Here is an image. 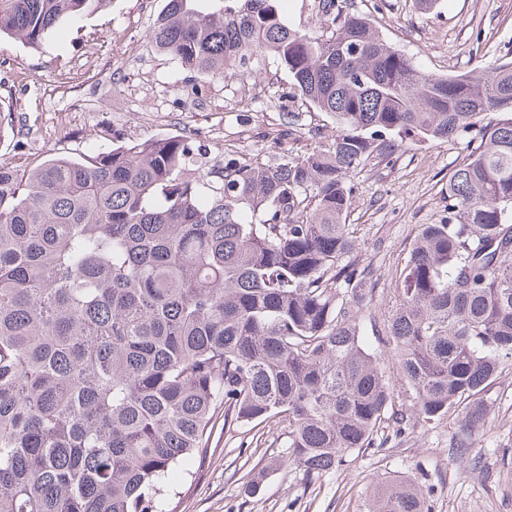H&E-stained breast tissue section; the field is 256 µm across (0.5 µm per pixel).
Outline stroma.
Listing matches in <instances>:
<instances>
[{
    "mask_svg": "<svg viewBox=\"0 0 512 512\" xmlns=\"http://www.w3.org/2000/svg\"><path fill=\"white\" fill-rule=\"evenodd\" d=\"M386 41L424 73L481 70L512 53V0H349ZM165 0H112L101 12L67 19L39 46L0 38V107L12 127L0 134V164L40 163L54 149L91 153L152 137L188 136L209 160L245 152L260 161L301 157L338 131L329 114L290 93V79L269 55L223 79L181 68L149 41ZM301 124L288 127L287 113ZM462 141L407 144L391 163L368 160L351 176L359 247L350 261L373 270L363 336L396 377L383 325L396 305L404 260L421 225L438 223L448 179L466 160ZM487 398L492 408L464 450L459 424L444 419L410 429L381 447L352 453L336 471L306 482L277 465L287 443L281 425L216 424L213 450L195 480L178 481L177 512H369L386 484L411 479L430 492L432 512H512V359ZM267 470L259 493L247 487Z\"/></svg>",
    "mask_w": 512,
    "mask_h": 512,
    "instance_id": "1",
    "label": "stroma"
}]
</instances>
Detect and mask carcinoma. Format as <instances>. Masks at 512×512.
<instances>
[{
    "label": "carcinoma",
    "instance_id": "1",
    "mask_svg": "<svg viewBox=\"0 0 512 512\" xmlns=\"http://www.w3.org/2000/svg\"><path fill=\"white\" fill-rule=\"evenodd\" d=\"M277 2L166 0L149 40L215 78L273 54L293 94L336 118L320 149L207 164L196 141L161 136L0 164V512H162L219 419L287 424L278 464L311 482L387 417L400 434L457 415L463 448L489 415L512 359V59L425 74L345 0H318V31ZM110 3L0 0V35L38 45ZM415 136L469 154L384 325L399 412L361 336L371 270L339 261L356 247L351 173ZM372 512L431 507L396 481Z\"/></svg>",
    "mask_w": 512,
    "mask_h": 512
}]
</instances>
